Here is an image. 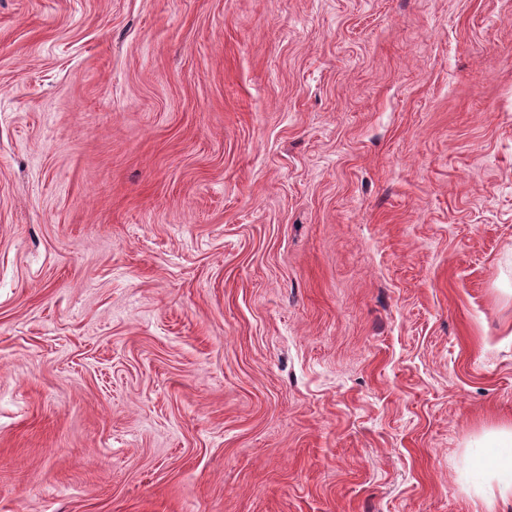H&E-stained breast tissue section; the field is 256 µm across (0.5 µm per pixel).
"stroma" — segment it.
Segmentation results:
<instances>
[{
  "mask_svg": "<svg viewBox=\"0 0 512 512\" xmlns=\"http://www.w3.org/2000/svg\"><path fill=\"white\" fill-rule=\"evenodd\" d=\"M512 421V0H0V512H485ZM472 466L479 473L480 498L488 512L512 503V424L501 425L472 447Z\"/></svg>",
  "mask_w": 512,
  "mask_h": 512,
  "instance_id": "35a3bbf8",
  "label": "stroma"
}]
</instances>
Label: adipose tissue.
Listing matches in <instances>:
<instances>
[{
	"label": "adipose tissue",
	"mask_w": 512,
	"mask_h": 512,
	"mask_svg": "<svg viewBox=\"0 0 512 512\" xmlns=\"http://www.w3.org/2000/svg\"><path fill=\"white\" fill-rule=\"evenodd\" d=\"M472 466L479 475V495L488 512L497 504L512 503V424L486 434L473 447Z\"/></svg>",
	"instance_id": "1"
}]
</instances>
